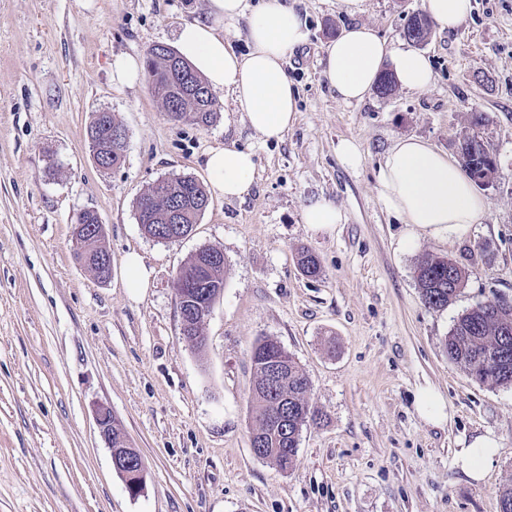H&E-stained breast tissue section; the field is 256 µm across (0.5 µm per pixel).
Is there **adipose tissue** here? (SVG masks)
<instances>
[{"mask_svg": "<svg viewBox=\"0 0 512 512\" xmlns=\"http://www.w3.org/2000/svg\"><path fill=\"white\" fill-rule=\"evenodd\" d=\"M247 20V53H236L224 42L222 26ZM309 41L307 22L288 0H209L208 21L185 23L178 36L180 54L214 89L229 93L242 120L267 140L282 139L294 122L298 92L285 70V61ZM394 74L409 91L426 90L433 81L429 59L415 50L392 48L368 26L348 28L329 42L323 74L346 102L364 100L383 72ZM213 195L227 199L248 196L253 185L250 151L211 148L205 159ZM378 193L385 207L403 219L402 248H411L419 234L452 235L483 223L486 206L460 167L427 142L398 140L380 167ZM490 433L475 436L457 453V463L472 481L483 480L499 452Z\"/></svg>", "mask_w": 512, "mask_h": 512, "instance_id": "1", "label": "adipose tissue"}]
</instances>
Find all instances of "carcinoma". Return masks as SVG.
<instances>
[{
  "label": "carcinoma",
  "mask_w": 512,
  "mask_h": 512,
  "mask_svg": "<svg viewBox=\"0 0 512 512\" xmlns=\"http://www.w3.org/2000/svg\"><path fill=\"white\" fill-rule=\"evenodd\" d=\"M429 33L426 16L413 15L404 30L405 37L419 43ZM146 82L161 109L167 115L178 114L184 122L208 126L217 118L216 100L205 80L173 49L154 45L147 51ZM110 112L96 113L89 126V137L97 150L96 158L103 169L121 166L126 150L112 142L111 130L120 128ZM490 151L486 148L473 153L468 146H460L462 166L469 177L490 167ZM183 203L182 223H198L208 201L203 186L192 176L162 179L149 186L136 200V216L142 230L157 241L170 242L167 211L174 197ZM97 217L85 211L78 219L74 234L83 250L79 258L98 277H103L108 250L96 236ZM216 247H203L179 269L176 276V295L180 308L213 305L224 291V266H202L203 254L216 252ZM304 275L322 274L318 258L303 251L298 260ZM465 279L464 271L453 261L425 255L416 267V280L429 307L448 306L459 292ZM448 360L480 382L497 386H512V308L503 307L498 299L480 303L460 315L450 329L444 343ZM254 368L252 396L254 424L250 434L257 447L265 449L260 458L276 464L281 470L295 462L301 432L309 423H321V416L307 399L310 380L278 342L264 337L257 340L250 351ZM281 359L288 365V407L281 410L284 426L277 429L271 416L277 410V397L268 388L269 363Z\"/></svg>",
  "instance_id": "cac0c4a2"
}]
</instances>
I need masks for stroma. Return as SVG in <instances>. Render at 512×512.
<instances>
[{"label": "stroma", "instance_id": "1", "mask_svg": "<svg viewBox=\"0 0 512 512\" xmlns=\"http://www.w3.org/2000/svg\"><path fill=\"white\" fill-rule=\"evenodd\" d=\"M296 7L310 31L286 63L298 112L266 141L224 91L216 121L197 127L168 120L145 78L112 77L117 56L175 46L208 0H0V512H499L512 484V387L449 362L444 341L462 313L512 298V0H472L456 29L431 28L420 46L434 72L427 90L352 103L322 75L326 44L361 24L410 48L405 26L423 0H364L354 15L342 0ZM103 110L128 135L112 170L86 136ZM475 112L497 159L493 183L477 188L485 222L402 250L404 224L378 194L386 152L417 137L457 156ZM344 139L358 145V166L339 157ZM224 145L253 152L250 195L211 197L183 240L148 237L137 197L165 177L208 183L206 154ZM312 199L336 205L343 223L309 229ZM86 209L104 224L105 281L77 259L72 226ZM207 246L223 251L226 272L198 350L181 334L174 279ZM304 248L320 277L301 273ZM131 253L150 274L137 294L126 286ZM428 253L466 273L448 307L422 300L415 267ZM264 336L306 372L324 416L303 429L287 471L250 447V349ZM423 387L445 399V423L418 414ZM100 405L140 451L138 494L113 468ZM487 432L500 453L476 483L456 453Z\"/></svg>", "mask_w": 512, "mask_h": 512}]
</instances>
